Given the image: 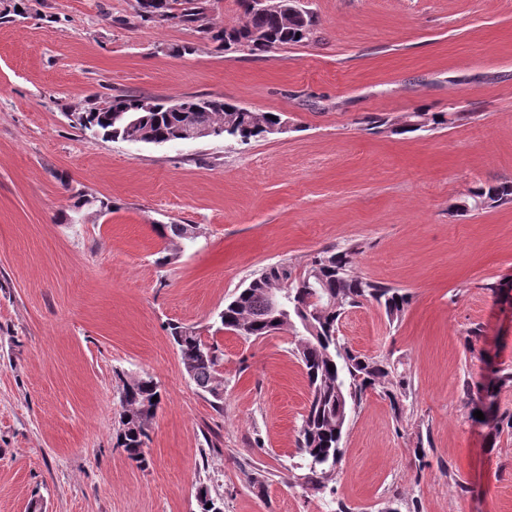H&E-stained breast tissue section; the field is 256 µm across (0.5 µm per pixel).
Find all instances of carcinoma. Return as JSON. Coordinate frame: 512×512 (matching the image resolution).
I'll use <instances>...</instances> for the list:
<instances>
[{"instance_id": "cac0c4a2", "label": "carcinoma", "mask_w": 512, "mask_h": 512, "mask_svg": "<svg viewBox=\"0 0 512 512\" xmlns=\"http://www.w3.org/2000/svg\"><path fill=\"white\" fill-rule=\"evenodd\" d=\"M245 21L233 27L216 29L207 22L206 0H166L170 16L178 22L193 24L205 38L224 44V36H238L236 43L253 52L302 43L308 39L313 19L305 29L282 23L278 13L254 11L247 0H238ZM142 97L130 94L107 96L91 107L74 114L75 127L103 139L131 144H170L183 141V113L171 112L163 99L154 100L151 111L140 110ZM184 106L195 109L201 123L214 127L216 137L226 142L249 145L274 136L272 129L281 125L282 115L265 112H241L239 106L219 98L182 97ZM427 117L423 125L405 120L395 123L383 115L367 118L369 130H389L395 135L425 132L455 121L470 119L471 112L448 116L446 112L421 111ZM494 208L512 203V182L482 184L472 188L456 205L453 214L465 216L481 204ZM190 224H162L159 234L171 244L185 247L193 243ZM352 247L324 248L310 258L303 272L295 275L286 263L264 268L224 303L212 325L213 334L233 332L247 339L262 338L279 330H289L294 337L292 355L301 366L308 382L310 398L298 430L297 449L306 460L305 473L294 477L295 485L316 494L334 493L329 483L343 456L342 433L349 415L369 391H380L389 401L395 419H400L410 394L409 382L395 373L386 357L369 356L351 347L339 336L340 323L347 312L373 304L384 310L389 321H399L412 303V295L400 288L371 281L353 272ZM282 288L285 306L275 311L270 306V291ZM185 374L199 393L212 398L221 408L224 382L220 367L223 350L216 340H207L195 328L179 323L168 324ZM334 369H329V366ZM488 384L467 382L466 396L472 392L493 401L495 391L512 384V372L492 369ZM159 388L150 377L123 380L119 396L121 407L118 445L129 459L144 465L143 454L147 428L160 404Z\"/></svg>"}]
</instances>
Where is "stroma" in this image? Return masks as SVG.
<instances>
[{"instance_id": "obj_1", "label": "stroma", "mask_w": 512, "mask_h": 512, "mask_svg": "<svg viewBox=\"0 0 512 512\" xmlns=\"http://www.w3.org/2000/svg\"><path fill=\"white\" fill-rule=\"evenodd\" d=\"M29 3V18L0 24V512H197L202 484L223 512H324L288 484L309 399L291 333L218 334V409L167 326L209 336L263 267L298 271L336 246L412 295L400 322L371 304L342 321L411 395L399 418L376 391L351 413L336 499L512 512V429L472 421L462 392L485 357L512 370V204L449 212L476 184L512 181V0H304L310 38L261 54L140 22L135 0ZM125 93L221 97L283 114L288 131L158 146L73 127L70 113ZM420 108L473 117L404 135L363 122ZM79 191L111 210L70 223ZM161 224L198 231L163 267ZM130 377L161 391L143 468L116 446ZM256 470L264 488L247 480Z\"/></svg>"}]
</instances>
